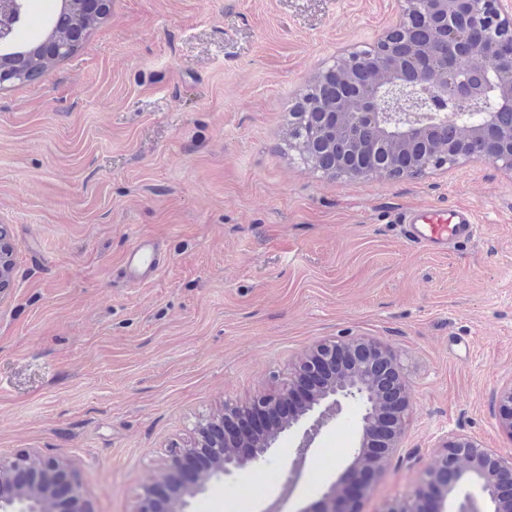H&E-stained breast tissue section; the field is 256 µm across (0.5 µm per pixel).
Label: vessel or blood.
Returning a JSON list of instances; mask_svg holds the SVG:
<instances>
[{"label": "vessel or blood", "instance_id": "obj_1", "mask_svg": "<svg viewBox=\"0 0 512 512\" xmlns=\"http://www.w3.org/2000/svg\"><path fill=\"white\" fill-rule=\"evenodd\" d=\"M399 222L408 241L417 245L445 249L474 240L479 231L473 211L464 205H421L405 210ZM160 268L158 245L142 237L127 251L123 273L132 281H144Z\"/></svg>", "mask_w": 512, "mask_h": 512}]
</instances>
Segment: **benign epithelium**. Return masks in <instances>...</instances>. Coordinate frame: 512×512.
Segmentation results:
<instances>
[{"label":"benign epithelium","mask_w":512,"mask_h":512,"mask_svg":"<svg viewBox=\"0 0 512 512\" xmlns=\"http://www.w3.org/2000/svg\"><path fill=\"white\" fill-rule=\"evenodd\" d=\"M24 8L21 0H0V48L6 49ZM437 22L440 49L399 56L393 41L407 33L411 18ZM369 73L365 91L352 89L357 75ZM317 80L333 83L343 95L328 114L344 154L380 156L414 141L428 143L418 155L420 169L453 166L468 157L462 147L433 145L431 133L454 128L475 140L472 155L512 171V14L501 0H402L401 13L381 37L354 49L323 69ZM340 174L352 178L391 176L389 169L357 168L340 160ZM7 229L0 230V288L11 279L13 263ZM499 427L512 436V379L494 397ZM357 406L359 442L350 461L317 500L301 512H359L358 497L398 450L409 388L398 353L376 340L356 336L325 339L302 357L297 374L244 405L198 420L209 442L174 445L166 471L182 484L170 496L149 484L139 512H186L188 499L223 477L267 460L285 431L304 428L296 457L306 455L315 437L344 404ZM212 462L200 473L194 460L201 447ZM491 504L490 512H512V458L506 459L463 435H452L439 449L410 503L387 512H424L425 504L456 503L460 496ZM0 512H93L76 472L63 460L34 451L0 458Z\"/></svg>","instance_id":"1"}]
</instances>
